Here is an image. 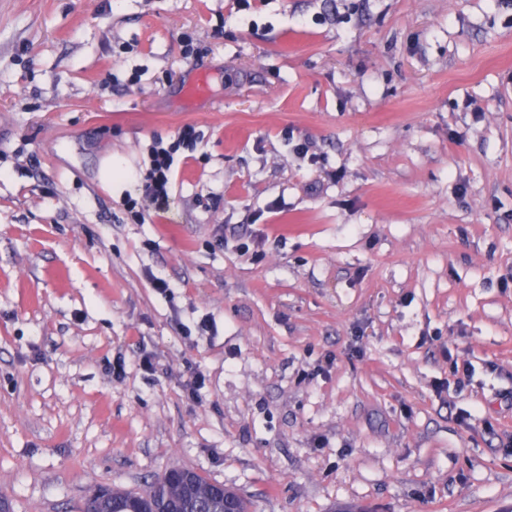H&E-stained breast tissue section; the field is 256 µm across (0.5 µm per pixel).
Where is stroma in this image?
I'll return each mask as SVG.
<instances>
[{
  "label": "stroma",
  "mask_w": 512,
  "mask_h": 512,
  "mask_svg": "<svg viewBox=\"0 0 512 512\" xmlns=\"http://www.w3.org/2000/svg\"><path fill=\"white\" fill-rule=\"evenodd\" d=\"M187 124L155 210L131 174ZM172 466L512 512V0H0V495Z\"/></svg>",
  "instance_id": "35a3bbf8"
}]
</instances>
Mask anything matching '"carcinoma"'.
<instances>
[{
    "instance_id": "carcinoma-1",
    "label": "carcinoma",
    "mask_w": 512,
    "mask_h": 512,
    "mask_svg": "<svg viewBox=\"0 0 512 512\" xmlns=\"http://www.w3.org/2000/svg\"><path fill=\"white\" fill-rule=\"evenodd\" d=\"M215 482L201 475L190 484L169 482L142 495L120 489H101L84 503L83 512H226Z\"/></svg>"
}]
</instances>
